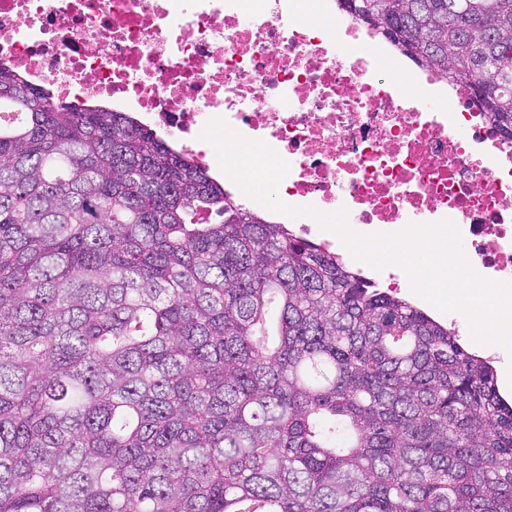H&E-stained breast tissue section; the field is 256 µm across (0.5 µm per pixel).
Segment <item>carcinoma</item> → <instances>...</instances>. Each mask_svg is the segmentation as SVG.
<instances>
[{
  "instance_id": "cac0c4a2",
  "label": "carcinoma",
  "mask_w": 512,
  "mask_h": 512,
  "mask_svg": "<svg viewBox=\"0 0 512 512\" xmlns=\"http://www.w3.org/2000/svg\"><path fill=\"white\" fill-rule=\"evenodd\" d=\"M343 2L512 140V0ZM7 109L0 512H512V399L448 326L122 112L0 65Z\"/></svg>"
}]
</instances>
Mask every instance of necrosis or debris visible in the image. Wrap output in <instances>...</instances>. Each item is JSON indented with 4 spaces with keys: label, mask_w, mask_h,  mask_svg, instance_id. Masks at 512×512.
<instances>
[{
    "label": "necrosis or debris",
    "mask_w": 512,
    "mask_h": 512,
    "mask_svg": "<svg viewBox=\"0 0 512 512\" xmlns=\"http://www.w3.org/2000/svg\"><path fill=\"white\" fill-rule=\"evenodd\" d=\"M1 64L130 113L247 207L200 137L224 119L287 163L286 204L363 235L452 220L473 270L512 282V141L341 0H0Z\"/></svg>",
    "instance_id": "obj_1"
}]
</instances>
